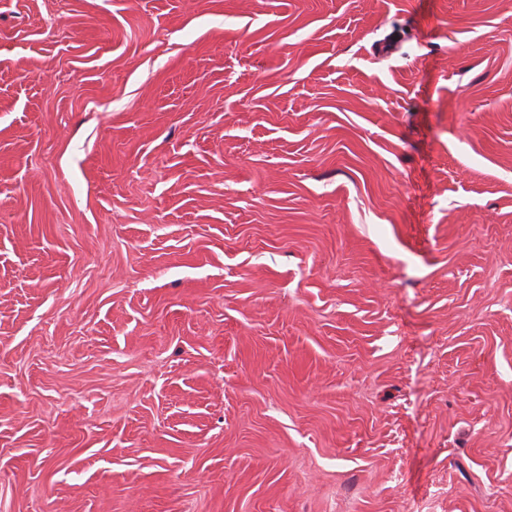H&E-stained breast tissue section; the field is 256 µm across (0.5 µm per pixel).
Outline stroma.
Here are the masks:
<instances>
[{
  "label": "stroma",
  "mask_w": 512,
  "mask_h": 512,
  "mask_svg": "<svg viewBox=\"0 0 512 512\" xmlns=\"http://www.w3.org/2000/svg\"><path fill=\"white\" fill-rule=\"evenodd\" d=\"M0 512H512V0H0Z\"/></svg>",
  "instance_id": "stroma-1"
}]
</instances>
